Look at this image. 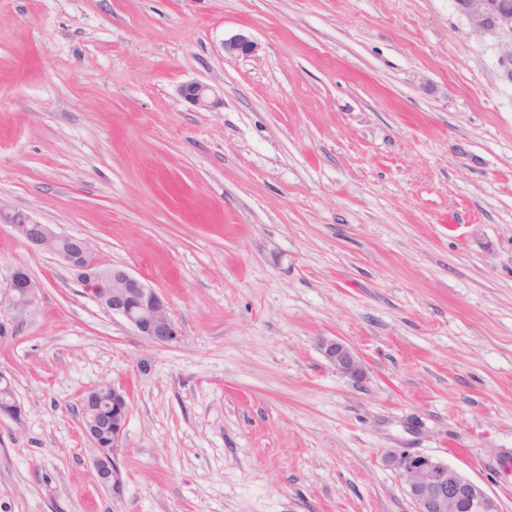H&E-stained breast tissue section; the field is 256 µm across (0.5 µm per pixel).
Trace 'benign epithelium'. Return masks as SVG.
<instances>
[{"mask_svg": "<svg viewBox=\"0 0 512 512\" xmlns=\"http://www.w3.org/2000/svg\"><path fill=\"white\" fill-rule=\"evenodd\" d=\"M458 9L478 32L512 33V0H456ZM224 55L238 58L255 53L257 43L246 34H236L222 43ZM182 99L199 108L217 104L215 89L193 81L179 86ZM30 247L56 255L84 288L94 289L91 298L107 312L123 318L146 340L168 346L181 341L182 330L171 317L166 300L154 288L134 276L124 265L100 266L87 240L67 237L50 225L29 216L9 221ZM38 285L23 266H17L0 281V307L21 312L37 300ZM323 358L337 373L359 379L364 374L357 352L336 336L317 341ZM130 415V397L122 387H112V451L96 454L98 481L115 497L123 492V479L116 460ZM385 463L404 481L414 512H503L500 499L483 486L463 476L444 460L410 450L390 451Z\"/></svg>", "mask_w": 512, "mask_h": 512, "instance_id": "benign-epithelium-1", "label": "benign epithelium"}]
</instances>
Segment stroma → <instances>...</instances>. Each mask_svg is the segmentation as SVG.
I'll list each match as a JSON object with an SVG mask.
<instances>
[{
  "label": "stroma",
  "mask_w": 512,
  "mask_h": 512,
  "mask_svg": "<svg viewBox=\"0 0 512 512\" xmlns=\"http://www.w3.org/2000/svg\"><path fill=\"white\" fill-rule=\"evenodd\" d=\"M0 208L183 332L138 336L0 223V279L38 285L4 313L0 512H413L405 448L512 512V35L454 0H0ZM102 384L131 399L119 498L80 427ZM224 55L227 57L238 58L248 57L255 53L257 43L246 34H236L222 43ZM178 93L182 99L193 106L199 108H209L217 104L218 99H212L215 96V89L205 83L193 81L181 84ZM12 217L7 223L30 247L56 255L83 288H94L91 298L95 302L123 318L139 336L162 346L181 341L182 330L171 317L166 300L125 265L102 267L87 240L60 234L29 216ZM65 239L70 241L69 247L63 245ZM38 285L23 266H17L0 281V307L22 312L37 300ZM317 345L323 358L337 373L351 379H360L363 376L361 358L344 340L336 336H320Z\"/></svg>",
  "instance_id": "stroma-1"
}]
</instances>
